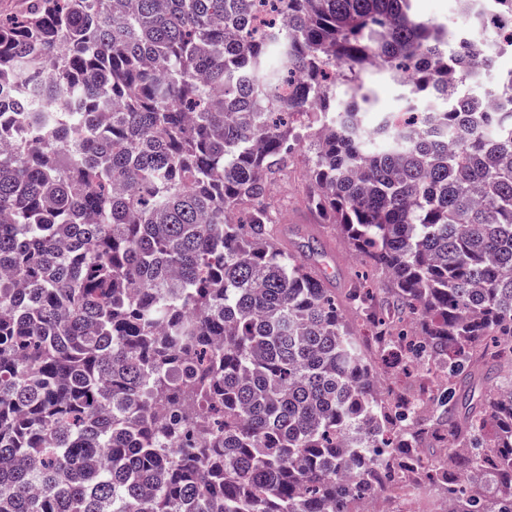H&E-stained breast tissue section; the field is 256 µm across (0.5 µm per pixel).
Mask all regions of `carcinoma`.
<instances>
[{"label":"carcinoma","instance_id":"obj_1","mask_svg":"<svg viewBox=\"0 0 512 512\" xmlns=\"http://www.w3.org/2000/svg\"><path fill=\"white\" fill-rule=\"evenodd\" d=\"M479 49L412 0L0 14V512H512V69L465 91L512 40ZM371 72L435 107L372 137ZM302 130L309 210L387 295L278 246Z\"/></svg>","mask_w":512,"mask_h":512}]
</instances>
